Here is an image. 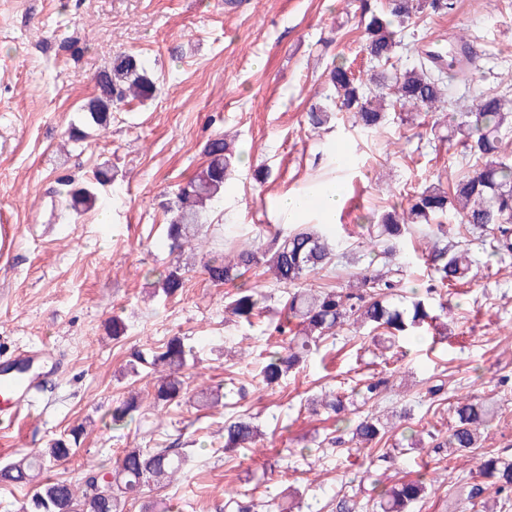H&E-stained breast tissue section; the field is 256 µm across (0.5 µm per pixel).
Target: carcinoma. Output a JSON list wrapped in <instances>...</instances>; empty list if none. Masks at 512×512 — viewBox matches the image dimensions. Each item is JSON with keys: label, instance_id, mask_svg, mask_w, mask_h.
I'll use <instances>...</instances> for the list:
<instances>
[{"label": "carcinoma", "instance_id": "obj_1", "mask_svg": "<svg viewBox=\"0 0 512 512\" xmlns=\"http://www.w3.org/2000/svg\"><path fill=\"white\" fill-rule=\"evenodd\" d=\"M456 0H359L360 23L367 35L365 50L375 59L380 71L367 85L344 65L333 66L327 76L331 93L327 104L307 114L308 123L320 128L332 119L334 112L350 114L352 124L368 131L378 130L389 109L411 107L418 112H439L447 98L449 84L444 78L465 82L471 78L473 54L467 46L443 63L439 51H426L416 63L397 69L399 59L397 29L413 23L422 15H446L455 9ZM99 94L83 106V122L87 126L106 128L112 120V108L133 100L144 101L155 96L156 84L145 66L132 55H118L112 64L96 75ZM512 124V96L494 91L475 100L471 106L450 113L446 131H438L439 140L457 141L480 164L457 177L451 189L442 182L432 183L407 195L406 204H395L374 224L367 227L368 244L383 247L385 268L367 271L354 281L324 287H303L307 277L333 265V231L326 224L300 225L284 234L272 236V246L259 252L253 245L241 244L231 260L211 258L205 264L209 279L236 288L225 309L247 324L264 313L265 295L255 286L242 281L253 266L269 268L282 286L292 288L284 306L285 317L277 332L291 333L283 354L268 353L260 369L265 385L279 383L308 356L310 347L352 328L384 329L390 339L406 338L437 319L431 314L429 300L434 288L425 292L412 290L406 295V270L397 261L400 246L408 236L424 224L432 228V247L428 252L431 280L443 286L468 283L472 259L468 244L448 239L447 225L440 218L453 215L468 226V232L482 237L487 253L503 260L512 257V164L504 156L502 129ZM206 165L182 186L172 207L167 237L172 251L181 250L198 237L205 212L224 199V186L232 166L234 152L222 135L204 146ZM95 183L73 188L62 180L58 191L64 208L85 212L96 208L99 201L96 186L109 183V169L100 167ZM180 268L175 266L159 274V287L165 296H173L183 288ZM192 348L179 337L167 342L155 353L149 365L171 370L184 366ZM383 381L364 377L355 381L347 394H331L310 399L334 416L336 423L358 443L382 442L386 425L373 413L359 414V409L375 402L382 394ZM183 389L179 379L167 374L157 382L156 398L168 402ZM137 411L130 398L112 408L114 426H124ZM455 425L439 448L464 451L481 446L485 430L495 419L488 405L459 398L455 402ZM258 435L253 423L242 417H231L224 423V447L246 448ZM75 452L70 441L61 438L41 451L24 453L0 467V483L35 485L23 512H123L124 503L150 483L164 487L181 472L183 457L168 448L146 450L127 448L119 457L115 473L104 480L91 476L86 480L89 492L79 496L72 482L42 477L52 464L69 459ZM481 475L491 480L490 487L499 501H512V463L489 456L483 460ZM425 474L419 473L384 491L380 495L382 512H409L424 498Z\"/></svg>", "mask_w": 512, "mask_h": 512}]
</instances>
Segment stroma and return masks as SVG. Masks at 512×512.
<instances>
[{
	"mask_svg": "<svg viewBox=\"0 0 512 512\" xmlns=\"http://www.w3.org/2000/svg\"><path fill=\"white\" fill-rule=\"evenodd\" d=\"M358 0H0V225L12 226L15 247L0 256V356L42 345L63 355L64 375L39 394L5 430L0 465L43 449L77 425L76 454L51 474L84 484L112 471L127 448H176L185 458L170 486H147L159 512H236L237 502L266 504L294 493L302 512H334L345 494L356 512H380L381 489L427 475L415 512H472L461 480L479 481L483 454L512 461V258L498 261L470 239L469 283L438 287L431 307L446 304L448 333L430 327L386 349L371 329L314 347L279 385H263L259 367L281 338L274 331L287 293L258 267L248 284L268 294L253 325L227 320L230 286L209 280L204 265L231 253L234 239L267 249L268 226H282L279 197L330 179L344 186L336 210V252L356 251L368 217L464 171V150L434 140L433 112L388 122L368 132L347 114L312 129L308 112L325 103L326 75L345 63L371 75L358 24ZM466 36L473 76L452 83V101H474L512 75V0H457L452 13L424 17L403 30L400 65L444 47L449 33ZM143 61L158 87L154 99L112 113L108 129L82 141L69 137L81 108L96 94L94 77L119 54ZM234 138L221 209L209 211L191 249L172 253L166 236L179 185L201 169L203 148L218 133ZM112 169L97 209H62L58 178H92ZM180 266L184 286L165 297L155 272ZM121 317L126 332L109 326ZM174 336L193 352L178 370L183 391L155 398L158 376L131 371L135 353L151 355ZM376 374L389 386L377 406L393 414L388 453L355 449L309 398ZM235 381L245 398L202 407L200 393ZM438 394H430L432 386ZM493 406L497 419L481 448L448 453L446 436L457 396ZM136 398L131 423L112 426L119 402ZM245 415L260 436L248 448L220 451L227 418ZM340 436L335 448H318ZM310 447L311 456L298 455Z\"/></svg>",
	"mask_w": 512,
	"mask_h": 512,
	"instance_id": "stroma-1",
	"label": "stroma"
}]
</instances>
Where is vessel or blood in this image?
Here are the masks:
<instances>
[{
    "mask_svg": "<svg viewBox=\"0 0 512 512\" xmlns=\"http://www.w3.org/2000/svg\"><path fill=\"white\" fill-rule=\"evenodd\" d=\"M65 368L61 358L47 349L15 351L0 358V423L14 422L20 411L32 403L46 379Z\"/></svg>",
    "mask_w": 512,
    "mask_h": 512,
    "instance_id": "1",
    "label": "vessel or blood"
}]
</instances>
